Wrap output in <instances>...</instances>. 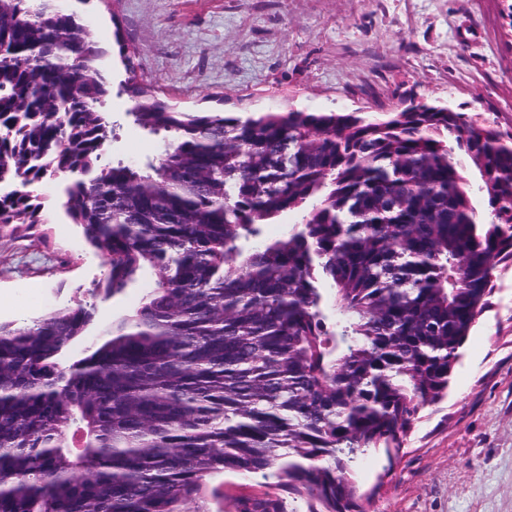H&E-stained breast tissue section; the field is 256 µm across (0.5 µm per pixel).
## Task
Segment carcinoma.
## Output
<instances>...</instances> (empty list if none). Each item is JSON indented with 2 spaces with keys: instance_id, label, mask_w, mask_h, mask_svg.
I'll return each mask as SVG.
<instances>
[{
  "instance_id": "1",
  "label": "carcinoma",
  "mask_w": 512,
  "mask_h": 512,
  "mask_svg": "<svg viewBox=\"0 0 512 512\" xmlns=\"http://www.w3.org/2000/svg\"><path fill=\"white\" fill-rule=\"evenodd\" d=\"M140 166L102 162L105 51L58 0H0V227L38 188L103 258L97 292L149 279L84 355L96 305L0 321V512H367L512 263V136L447 105L191 112L117 41ZM463 154L479 175L478 217ZM296 223L278 239L265 225ZM383 458L378 453L371 451L362 471L359 474V481L363 490L368 491L378 482V476L382 473Z\"/></svg>"
}]
</instances>
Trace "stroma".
<instances>
[{"mask_svg":"<svg viewBox=\"0 0 512 512\" xmlns=\"http://www.w3.org/2000/svg\"><path fill=\"white\" fill-rule=\"evenodd\" d=\"M82 11L113 83L134 50L143 82L193 111L269 106L394 112L450 105L512 135V0H61ZM113 94L108 162L141 163L162 138ZM43 190L42 223L0 230V320L27 321L102 279L80 225ZM389 477L367 456L373 512H512V266L468 337L448 395L428 406Z\"/></svg>","mask_w":512,"mask_h":512,"instance_id":"35a3bbf8","label":"stroma"}]
</instances>
